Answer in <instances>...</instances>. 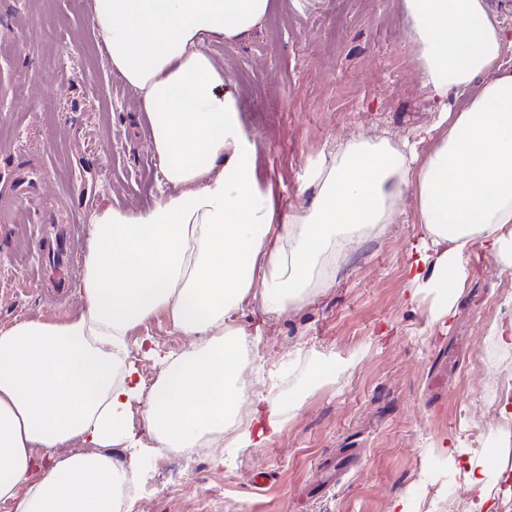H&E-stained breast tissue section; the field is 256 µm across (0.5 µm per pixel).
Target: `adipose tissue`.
<instances>
[{
  "instance_id": "1",
  "label": "adipose tissue",
  "mask_w": 512,
  "mask_h": 512,
  "mask_svg": "<svg viewBox=\"0 0 512 512\" xmlns=\"http://www.w3.org/2000/svg\"><path fill=\"white\" fill-rule=\"evenodd\" d=\"M269 0H92L89 19L112 74L137 96L159 160L160 194L144 210L104 202L90 219L80 306L64 317L0 324V504L12 512H119L131 500L142 418L154 454L233 431L254 448L282 431L281 404L241 386L244 307L303 301L336 261V239L388 224L412 190L420 242L412 293L435 294L432 320L463 288L462 258L481 248L512 267V70L508 35L486 0H399L417 73L438 104L411 148L352 142L316 169L310 207L282 216L264 199L243 147L214 43L259 30ZM466 100L450 112L449 97ZM191 337L143 389L130 359L156 318Z\"/></svg>"
}]
</instances>
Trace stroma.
I'll return each instance as SVG.
<instances>
[{
	"mask_svg": "<svg viewBox=\"0 0 512 512\" xmlns=\"http://www.w3.org/2000/svg\"><path fill=\"white\" fill-rule=\"evenodd\" d=\"M90 0H0V189L23 163L45 184L41 205L0 233V323L58 316L77 307L82 255L67 287L47 299L45 224L88 234L102 202L144 209L158 195L159 162L132 93L112 74L89 20ZM269 19L247 41L215 44L224 61L245 143L256 150L261 190L281 213L309 207L311 173L354 140L401 144L437 114L421 87L416 49L396 0H271ZM419 232L405 192L392 223L345 235L327 282L281 314L244 309L251 329L242 382L285 408L281 433L258 448H195L177 474L144 458L132 512H468L485 494L512 512V430L488 405L497 361L512 356L492 329L512 324V268L487 251L463 263L464 286L444 323L429 325L433 297L409 300L407 254ZM316 362L330 380L311 385ZM465 454H442V441ZM487 453L481 488L467 481L468 454ZM211 475L190 482L193 465ZM264 472L262 488L253 476Z\"/></svg>",
	"mask_w": 512,
	"mask_h": 512,
	"instance_id": "1",
	"label": "stroma"
}]
</instances>
